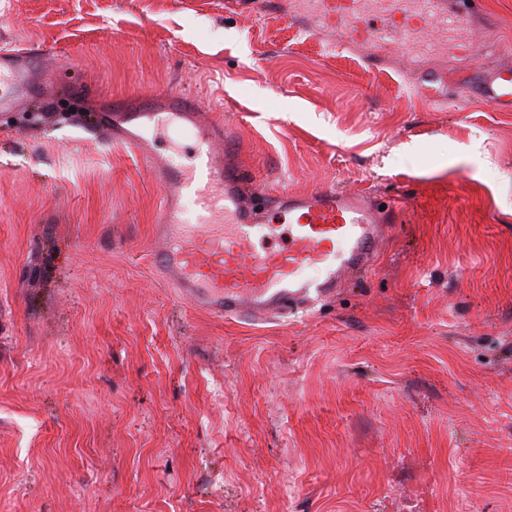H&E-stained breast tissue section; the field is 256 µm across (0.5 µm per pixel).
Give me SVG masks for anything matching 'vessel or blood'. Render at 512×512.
<instances>
[{
  "label": "vessel or blood",
  "mask_w": 512,
  "mask_h": 512,
  "mask_svg": "<svg viewBox=\"0 0 512 512\" xmlns=\"http://www.w3.org/2000/svg\"><path fill=\"white\" fill-rule=\"evenodd\" d=\"M341 47L401 39L422 44L427 29L455 39L482 0H315ZM481 95L512 109V67L470 73ZM45 81L27 52L0 51V112L18 109ZM103 126L130 148L161 188L154 263L196 309L222 317L285 313L334 291L342 275L371 262L387 211L359 192L318 188L282 191L266 210L231 158L222 122L202 120L197 100L161 91L102 105ZM185 134L191 163L157 149L159 131Z\"/></svg>",
  "instance_id": "vessel-or-blood-1"
}]
</instances>
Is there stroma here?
Returning a JSON list of instances; mask_svg holds the SVG:
<instances>
[{"mask_svg": "<svg viewBox=\"0 0 512 512\" xmlns=\"http://www.w3.org/2000/svg\"><path fill=\"white\" fill-rule=\"evenodd\" d=\"M224 2L0 0L52 84L0 112V512H512V112ZM485 8L512 64V0ZM159 87L223 117L265 203L396 202L374 266L285 317L192 309L151 174L96 133Z\"/></svg>", "mask_w": 512, "mask_h": 512, "instance_id": "obj_1", "label": "stroma"}]
</instances>
